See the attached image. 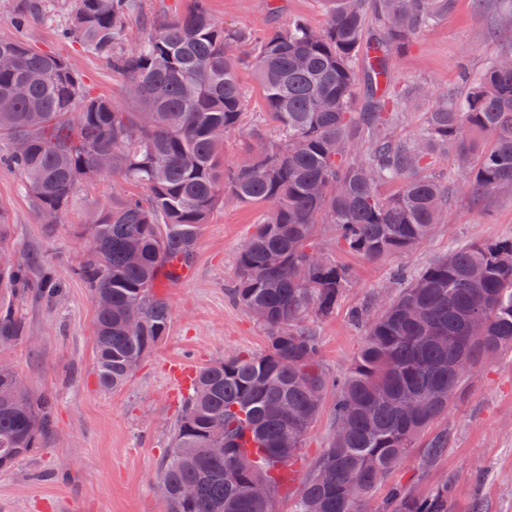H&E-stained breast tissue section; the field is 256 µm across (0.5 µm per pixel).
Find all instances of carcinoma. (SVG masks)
Wrapping results in <instances>:
<instances>
[{
  "mask_svg": "<svg viewBox=\"0 0 512 512\" xmlns=\"http://www.w3.org/2000/svg\"><path fill=\"white\" fill-rule=\"evenodd\" d=\"M53 2L15 0L8 23L19 29ZM73 2L61 36L123 76L136 108L95 94L67 58L1 35L0 164L19 174L43 216L65 211L79 182L105 173L145 189L84 225L89 249L77 275L91 297L109 300L96 317L103 389L122 387L167 335L171 309L157 288L172 281L170 260L191 262L214 209L227 197L264 207L239 248L230 295L267 329L268 346L196 372L160 466L167 512H274L330 389L334 433L291 512H364L413 449L423 467L435 465L453 434L430 430L433 422L484 359L512 354V238L455 249L420 272L396 270L404 288L384 307L354 312L368 325L365 341L351 368L331 377L311 324L336 313L352 270L317 246L316 228L332 225L340 251L379 261L430 239L450 220L453 198L479 206L512 196V50L464 72L457 99L422 82L397 92L390 78L392 62L454 0H325L323 28L293 17L260 36L216 19L209 0H190L132 45L126 25L142 0ZM242 68L261 85L267 112L248 129V162L235 168L223 145L243 129ZM425 98L435 105L421 132L396 135ZM450 149L459 174L442 178L435 155ZM101 153L112 160L105 173ZM0 288L15 298L56 294L50 279L36 281L16 262L0 265ZM23 332L11 307L0 311V347ZM16 379L0 369L1 470L51 427L49 401ZM260 486L264 497L253 494ZM455 498L450 480L424 497L396 482L377 512H453Z\"/></svg>",
  "mask_w": 512,
  "mask_h": 512,
  "instance_id": "obj_1",
  "label": "carcinoma"
}]
</instances>
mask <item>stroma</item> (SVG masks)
<instances>
[{"mask_svg":"<svg viewBox=\"0 0 512 512\" xmlns=\"http://www.w3.org/2000/svg\"><path fill=\"white\" fill-rule=\"evenodd\" d=\"M213 15L227 25L263 34L304 17L313 27L328 18L324 0H210ZM56 21L31 23L23 38L33 47L69 58L96 94L127 105L125 83L103 60L57 35ZM512 46V25L498 22L478 0H455L448 18L421 33L396 63L397 85L413 81L444 92L457 88L462 67L482 68L503 46ZM113 177L79 184L68 208L55 223H43L18 174L0 165V210L11 226L15 262H33V278L49 276L58 289L52 299L14 300L24 335L0 347V364L52 403V427L37 447L7 470H0V512H165L157 487L160 464L181 414L186 386L172 379L176 365L189 370L240 351L267 346L263 326L229 296L236 277L237 251L254 231L258 206L225 200L199 230L189 277L163 284L171 326L143 359L129 381L104 390L96 374V308L86 283L75 270L87 242L82 235L88 211L111 206L130 192ZM452 220L437 225L419 247L379 264L336 250L331 232L321 242L356 270L335 316L317 326L321 364L329 376L345 372L367 327L352 321L351 308L397 294L394 267L419 271L465 243L512 237V198H490L481 206L465 199L451 202ZM336 396L326 393L323 410L311 428L295 464L305 477L326 448L332 433ZM455 436L447 454L422 473L417 453H410L391 474L411 493H428L441 480L453 479L460 493L455 512H512V359L483 362L444 419Z\"/></svg>","mask_w":512,"mask_h":512,"instance_id":"obj_1","label":"stroma"}]
</instances>
